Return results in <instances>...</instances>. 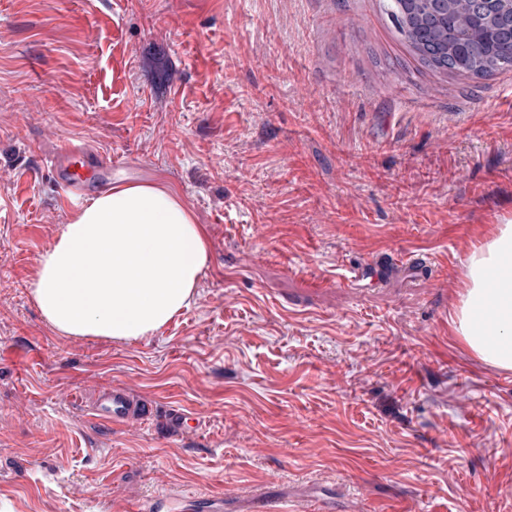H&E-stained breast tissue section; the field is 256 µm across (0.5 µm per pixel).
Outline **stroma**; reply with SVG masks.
Returning <instances> with one entry per match:
<instances>
[{
    "label": "stroma",
    "mask_w": 512,
    "mask_h": 512,
    "mask_svg": "<svg viewBox=\"0 0 512 512\" xmlns=\"http://www.w3.org/2000/svg\"><path fill=\"white\" fill-rule=\"evenodd\" d=\"M67 141L206 231L155 335L63 336L31 295ZM504 218L512 72L425 69L380 0H0V512H209L272 476L335 512H512V371L448 324ZM111 386L150 419L92 418Z\"/></svg>",
    "instance_id": "1"
}]
</instances>
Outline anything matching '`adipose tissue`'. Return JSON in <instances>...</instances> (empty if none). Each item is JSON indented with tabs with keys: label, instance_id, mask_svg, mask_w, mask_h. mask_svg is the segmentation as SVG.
<instances>
[{
	"label": "adipose tissue",
	"instance_id": "obj_1",
	"mask_svg": "<svg viewBox=\"0 0 512 512\" xmlns=\"http://www.w3.org/2000/svg\"><path fill=\"white\" fill-rule=\"evenodd\" d=\"M208 261L204 229L175 189L116 179L41 254L30 291L61 335L138 340L194 302ZM450 325L488 365L512 370L511 222L469 252Z\"/></svg>",
	"mask_w": 512,
	"mask_h": 512
}]
</instances>
